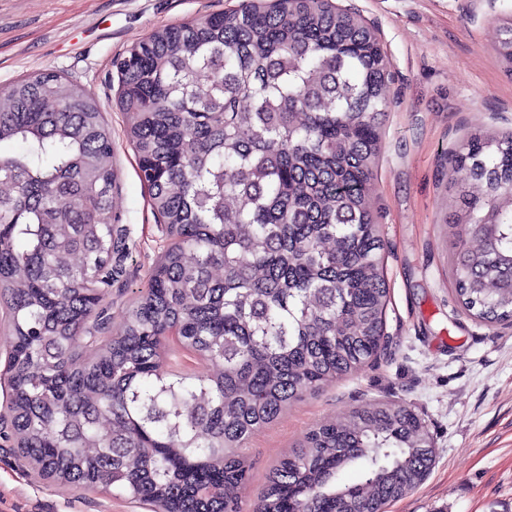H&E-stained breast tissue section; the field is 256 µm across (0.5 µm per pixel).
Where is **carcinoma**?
Instances as JSON below:
<instances>
[{
	"label": "carcinoma",
	"instance_id": "cac0c4a2",
	"mask_svg": "<svg viewBox=\"0 0 512 512\" xmlns=\"http://www.w3.org/2000/svg\"><path fill=\"white\" fill-rule=\"evenodd\" d=\"M496 50L512 62V24ZM113 66L171 243L123 329L102 335L118 241L101 103L52 70L0 90V143L22 145L0 157L6 419L44 481L157 512H240L253 436L387 343L371 186L389 61L331 0H245L158 30ZM452 162L456 294L481 321L512 322V135L475 130ZM172 334L220 372L172 377ZM433 454L415 412L368 404L280 459L255 512H379ZM348 468L363 479L341 482Z\"/></svg>",
	"mask_w": 512,
	"mask_h": 512
}]
</instances>
